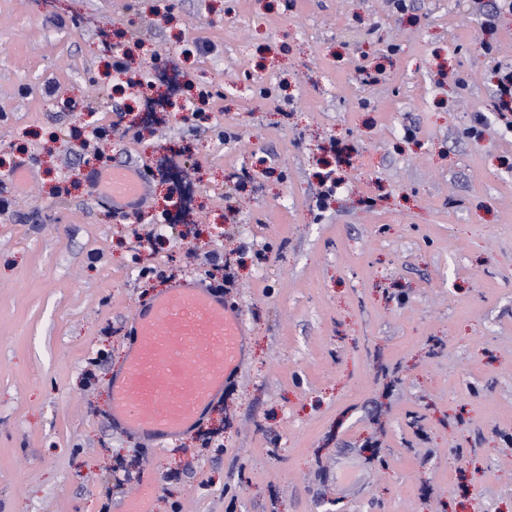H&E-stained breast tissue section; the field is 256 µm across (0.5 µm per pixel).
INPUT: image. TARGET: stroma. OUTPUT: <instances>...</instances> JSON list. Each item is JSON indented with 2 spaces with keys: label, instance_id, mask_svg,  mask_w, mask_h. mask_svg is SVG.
Here are the masks:
<instances>
[{
  "label": "stroma",
  "instance_id": "1",
  "mask_svg": "<svg viewBox=\"0 0 512 512\" xmlns=\"http://www.w3.org/2000/svg\"><path fill=\"white\" fill-rule=\"evenodd\" d=\"M106 31L222 111L105 138L150 175L126 217L81 149L120 118ZM510 64L494 0H0V512H124L145 483L150 512H512ZM174 187L189 221L140 245ZM225 276L232 388L163 447L113 426L136 309Z\"/></svg>",
  "mask_w": 512,
  "mask_h": 512
}]
</instances>
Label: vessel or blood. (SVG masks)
Returning a JSON list of instances; mask_svg holds the SVG:
<instances>
[{
	"label": "vessel or blood",
	"mask_w": 512,
	"mask_h": 512,
	"mask_svg": "<svg viewBox=\"0 0 512 512\" xmlns=\"http://www.w3.org/2000/svg\"><path fill=\"white\" fill-rule=\"evenodd\" d=\"M98 197L120 208L145 201L140 168L98 170ZM122 372L110 381L112 418L142 438L163 443L192 431L244 359V321L210 289L190 284L157 295L138 310Z\"/></svg>",
	"instance_id": "1"
}]
</instances>
